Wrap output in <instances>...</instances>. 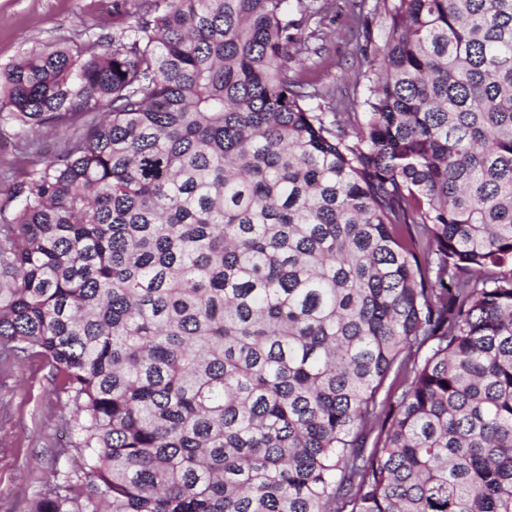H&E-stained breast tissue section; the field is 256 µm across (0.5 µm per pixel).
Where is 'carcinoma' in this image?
Returning a JSON list of instances; mask_svg holds the SVG:
<instances>
[{"label": "carcinoma", "mask_w": 512, "mask_h": 512, "mask_svg": "<svg viewBox=\"0 0 512 512\" xmlns=\"http://www.w3.org/2000/svg\"><path fill=\"white\" fill-rule=\"evenodd\" d=\"M314 2L0 69V126H83L0 200V356L83 459L29 512H512V0H378L360 112L289 65Z\"/></svg>", "instance_id": "obj_1"}]
</instances>
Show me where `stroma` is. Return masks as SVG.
<instances>
[{"instance_id":"1","label":"stroma","mask_w":512,"mask_h":512,"mask_svg":"<svg viewBox=\"0 0 512 512\" xmlns=\"http://www.w3.org/2000/svg\"><path fill=\"white\" fill-rule=\"evenodd\" d=\"M151 0H0V68L46 46L66 43L102 51L121 11H145ZM321 53L294 64L319 92L353 96L365 66L344 13L327 8L310 19ZM70 412L58 400L53 377L40 358L0 360V512H27L34 496L52 490L78 454L68 444Z\"/></svg>"}]
</instances>
